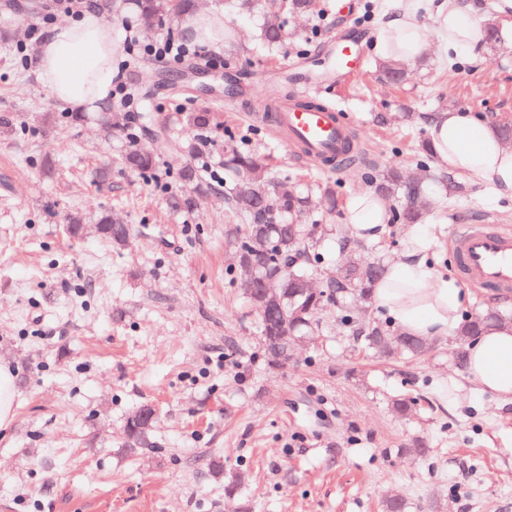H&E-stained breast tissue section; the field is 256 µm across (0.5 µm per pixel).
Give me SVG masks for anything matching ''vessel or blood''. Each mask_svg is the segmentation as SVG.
<instances>
[{
    "mask_svg": "<svg viewBox=\"0 0 512 512\" xmlns=\"http://www.w3.org/2000/svg\"><path fill=\"white\" fill-rule=\"evenodd\" d=\"M371 39L361 29L352 38L336 41L334 65L339 78L348 77ZM258 123L297 155L320 161L326 172L336 170L350 138L352 119L334 101L323 99L320 88L300 78L293 93L270 101L258 113ZM451 272L465 285L483 289L491 297L512 295V230L494 224L459 225L452 238Z\"/></svg>",
    "mask_w": 512,
    "mask_h": 512,
    "instance_id": "vessel-or-blood-1",
    "label": "vessel or blood"
}]
</instances>
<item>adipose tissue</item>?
Wrapping results in <instances>:
<instances>
[{"mask_svg": "<svg viewBox=\"0 0 512 512\" xmlns=\"http://www.w3.org/2000/svg\"><path fill=\"white\" fill-rule=\"evenodd\" d=\"M433 38L451 58L463 49L480 53L485 45L484 27L470 16L466 0H439L430 29H423L412 8L388 20L377 51L387 59L414 62L425 56ZM118 50V39L99 9H84L48 31L38 59L41 78L55 98L73 108L105 105L117 74ZM428 132L440 164L512 199V147L483 115L470 109L439 112L430 119ZM388 219V206L377 193L360 192L349 201L348 222L355 236L376 235ZM410 237L415 247L389 262L374 287L375 303L403 334L450 336L463 304L461 289L454 279L435 278L431 238L415 229ZM462 367L474 392L512 402V322L483 329L468 344Z\"/></svg>", "mask_w": 512, "mask_h": 512, "instance_id": "ef3b65f1", "label": "adipose tissue"}]
</instances>
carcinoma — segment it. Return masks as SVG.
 I'll return each instance as SVG.
<instances>
[{
    "label": "carcinoma",
    "mask_w": 512,
    "mask_h": 512,
    "mask_svg": "<svg viewBox=\"0 0 512 512\" xmlns=\"http://www.w3.org/2000/svg\"><path fill=\"white\" fill-rule=\"evenodd\" d=\"M315 2L281 0L279 14L264 31L265 39L279 42L283 31L280 14H308L315 9ZM134 9L143 24L164 28L172 18L193 13L195 4L194 0H134ZM100 119L115 136L125 133L130 115L107 109ZM176 122L188 130L201 131L211 126L213 115L206 110L182 112ZM119 165L128 172L148 176L157 170L158 159L151 153L130 148L121 154ZM224 169L232 184L224 199L246 221L242 232H230L234 262L229 265V272L240 284L254 278L253 287L244 289V294L258 315L262 351L269 367L275 368L281 362L274 340L284 331L316 341L317 315L329 305L341 312L340 320L351 335L381 358H422L435 349V342L407 336L376 315L373 286L383 274L385 264L369 255L368 246L353 237L336 238L339 251L347 255V260L336 268L335 276L326 277L320 288L308 287L311 271H328L320 243L330 237L333 227L296 223L294 218L305 214L309 196L286 182L272 180L252 154L239 148L231 133L224 135ZM179 177L187 190L171 196L170 207L189 214L199 206L202 175L187 162ZM370 185L375 192L395 200L392 222L415 224L423 218V210L418 207L424 193L420 184L407 182L399 171L390 170L371 180ZM96 232L120 247L128 244L131 235L129 226L114 223L108 212L98 215ZM505 321V315L497 311L465 318L455 337L457 356L463 355L467 341L482 328ZM126 432L129 447L149 444L150 430L140 428L132 416L127 419Z\"/></svg>",
    "instance_id": "carcinoma-1"
}]
</instances>
